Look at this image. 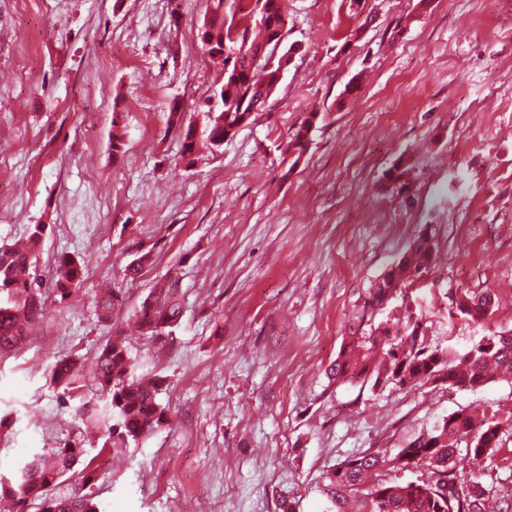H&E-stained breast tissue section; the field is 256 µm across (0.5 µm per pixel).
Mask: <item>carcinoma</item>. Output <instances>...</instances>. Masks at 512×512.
<instances>
[{
	"mask_svg": "<svg viewBox=\"0 0 512 512\" xmlns=\"http://www.w3.org/2000/svg\"><path fill=\"white\" fill-rule=\"evenodd\" d=\"M237 8L214 12L209 18L208 38H199L201 49L226 62L233 57L237 78H224V98L216 105L204 100L202 111L207 122L202 132L183 125L178 113L170 111L169 123L178 129L190 152L197 149V138L216 148L224 130L239 125L240 102L262 109L274 87L273 75L257 63L258 56L271 50L270 41L286 35V19L281 0H233ZM246 10L261 20L253 27H241L237 13ZM316 116L306 118L294 133L297 155L306 151L309 132ZM46 224H33L28 245L0 247V360L7 358L30 331L41 324L47 297L42 281L29 270L36 269L34 247L43 240ZM436 243L418 237L398 263L372 284L360 313L343 339L336 359L327 367L333 383L359 384L375 389L382 382L400 387L420 382L481 387L493 380L489 368L503 377L512 375V335L500 332L493 343L475 341L460 350L432 342L422 330L420 319L411 318L401 330L376 324V317L396 296L398 290L424 278L433 265ZM87 262L77 256L58 259L52 294L63 302L83 285ZM98 318L106 336L98 346L92 366L77 351L62 356L50 371L53 388L60 390L86 430L94 431L97 449L91 455L83 439L65 441L53 448H40L0 474V497L12 501L16 512H101L91 487L101 474L97 459L102 455L125 452L168 421L167 408L158 401L165 384L159 377L146 384L137 374L132 355L122 333L115 330L112 315L123 305V298L112 288L95 295ZM494 300L489 293L463 294L457 302L459 313L479 324L493 314ZM146 336L161 340L173 334L182 317L178 280H159L141 301L136 312ZM512 429V416L505 420L478 419L464 411L448 415L433 429L421 433L392 457L378 453L355 456L336 466L325 476L324 494L329 512H349L353 498L361 497L362 512H486L487 489L479 472L464 473L458 465V445L475 459L492 458L501 450L502 434ZM423 468L426 479L398 482L385 478L388 470ZM72 479L70 491L56 496L55 487Z\"/></svg>",
	"mask_w": 512,
	"mask_h": 512,
	"instance_id": "1",
	"label": "carcinoma"
}]
</instances>
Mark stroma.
I'll use <instances>...</instances> for the list:
<instances>
[{"label": "stroma", "instance_id": "obj_1", "mask_svg": "<svg viewBox=\"0 0 512 512\" xmlns=\"http://www.w3.org/2000/svg\"><path fill=\"white\" fill-rule=\"evenodd\" d=\"M210 2L0 0V245L44 223L39 273L64 254L89 266L0 361V414L16 418L0 469L74 429L43 358L93 356L107 285L139 373L166 379L169 422L107 459L103 512H281L286 499L327 512L324 476L344 460L396 454L463 408L512 415V380L363 391L325 376L371 282L425 231L435 266L379 321L414 313L458 349L512 332V0H285L300 51L266 108L186 161L168 115L177 99L185 122L207 121L221 74L197 41ZM401 161L403 190L388 183ZM138 252L150 260L132 281ZM165 276L183 317L151 341L135 312ZM466 290L493 295L484 324L457 316ZM482 473L491 498L512 493V430Z\"/></svg>", "mask_w": 512, "mask_h": 512}]
</instances>
